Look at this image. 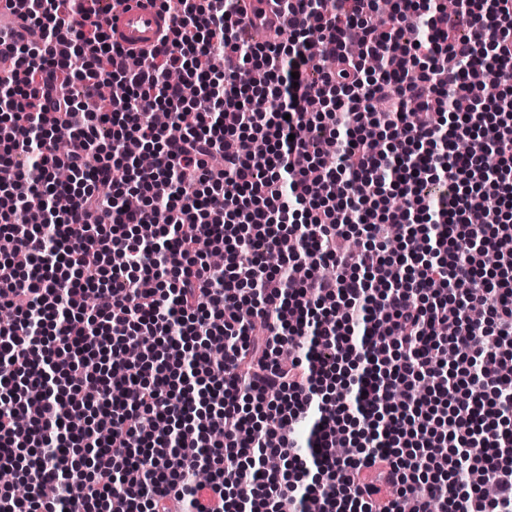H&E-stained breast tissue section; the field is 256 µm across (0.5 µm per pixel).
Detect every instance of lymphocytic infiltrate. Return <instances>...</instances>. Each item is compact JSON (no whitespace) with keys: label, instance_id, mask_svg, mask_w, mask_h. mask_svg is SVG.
<instances>
[{"label":"lymphocytic infiltrate","instance_id":"f902f5d3","mask_svg":"<svg viewBox=\"0 0 512 512\" xmlns=\"http://www.w3.org/2000/svg\"><path fill=\"white\" fill-rule=\"evenodd\" d=\"M149 2L135 56L104 0L0 27V512H512V0ZM167 26H172L171 19L147 0H125L104 27L115 47L138 54L156 44Z\"/></svg>","mask_w":512,"mask_h":512}]
</instances>
